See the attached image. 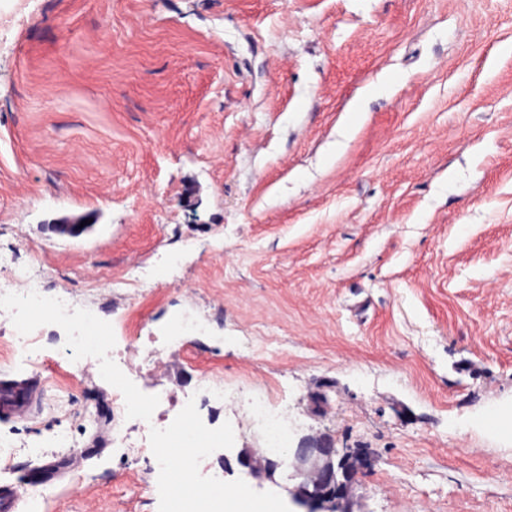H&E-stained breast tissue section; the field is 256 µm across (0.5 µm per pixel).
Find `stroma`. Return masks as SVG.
<instances>
[{
	"label": "stroma",
	"instance_id": "1",
	"mask_svg": "<svg viewBox=\"0 0 512 512\" xmlns=\"http://www.w3.org/2000/svg\"><path fill=\"white\" fill-rule=\"evenodd\" d=\"M0 256L83 304L163 414L218 374L298 417L290 442L371 452L350 512H512V0H0ZM186 313L180 348L126 345ZM23 318L0 316V381L43 397L0 414V485L66 472L18 512H171L65 352L79 323L32 322V366ZM198 418L240 429L200 495L266 458L238 404ZM292 474L234 463L224 489L292 512ZM6 383L0 386V413L19 418L31 416L39 398L38 377L34 375Z\"/></svg>",
	"mask_w": 512,
	"mask_h": 512
}]
</instances>
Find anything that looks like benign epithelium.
I'll return each instance as SVG.
<instances>
[{
	"instance_id": "benign-epithelium-1",
	"label": "benign epithelium",
	"mask_w": 512,
	"mask_h": 512,
	"mask_svg": "<svg viewBox=\"0 0 512 512\" xmlns=\"http://www.w3.org/2000/svg\"><path fill=\"white\" fill-rule=\"evenodd\" d=\"M351 451L335 448L323 437H303L292 448L288 465L299 483L290 491L306 512H344L358 469L370 463L367 455L350 460Z\"/></svg>"
}]
</instances>
